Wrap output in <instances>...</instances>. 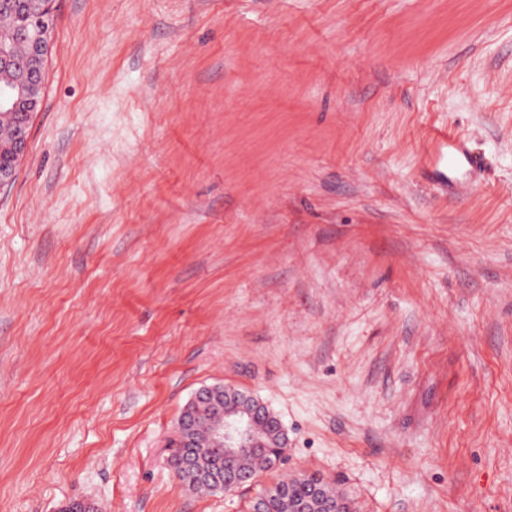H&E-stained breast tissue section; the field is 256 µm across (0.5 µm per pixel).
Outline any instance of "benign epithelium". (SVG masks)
Listing matches in <instances>:
<instances>
[{
  "instance_id": "1",
  "label": "benign epithelium",
  "mask_w": 512,
  "mask_h": 512,
  "mask_svg": "<svg viewBox=\"0 0 512 512\" xmlns=\"http://www.w3.org/2000/svg\"><path fill=\"white\" fill-rule=\"evenodd\" d=\"M51 2L3 0L0 3V7L5 10L23 5L35 20L34 27L22 33V38L27 41V52L23 58L0 54V68H11L15 72V81L0 89V112L17 119L10 143L11 164L0 163V187L14 179L17 165L28 151L31 119L43 104L45 77L52 53ZM202 409L216 412L219 416V424L210 433L212 448H222L228 452L233 448L263 451L267 448L288 447L287 431L278 418L271 421L275 442L255 433V422L269 414L262 400L233 387L226 386L221 390L209 385L194 392L178 419L177 446L181 447L191 439ZM181 469L193 474V490L198 493L211 490L228 493L251 482L248 475L237 471L231 464L225 465L222 471L200 469L194 460L186 458L181 462Z\"/></svg>"
}]
</instances>
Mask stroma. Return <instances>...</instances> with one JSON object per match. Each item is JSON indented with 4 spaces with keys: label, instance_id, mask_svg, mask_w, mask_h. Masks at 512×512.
<instances>
[{
    "label": "stroma",
    "instance_id": "35a3bbf8",
    "mask_svg": "<svg viewBox=\"0 0 512 512\" xmlns=\"http://www.w3.org/2000/svg\"><path fill=\"white\" fill-rule=\"evenodd\" d=\"M0 188V512H512V0H55ZM439 130L477 168H434ZM284 459L197 494L201 386ZM314 482H319L322 485L327 498L343 500L346 504L344 512H357L356 506L344 495L336 493L335 489L326 483H321L322 481L315 477L294 478L263 490L256 496L262 497V512H294L293 505L308 499Z\"/></svg>",
    "mask_w": 512,
    "mask_h": 512
}]
</instances>
